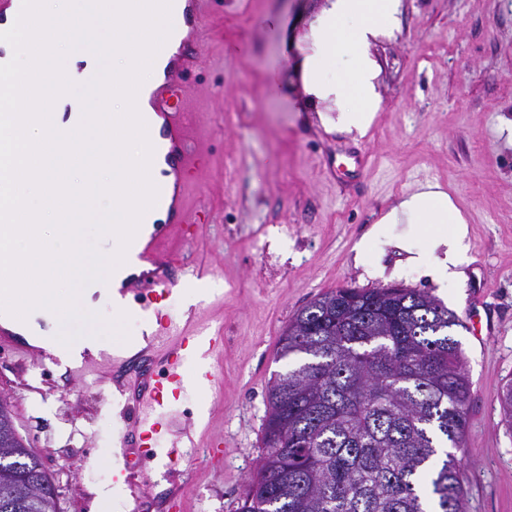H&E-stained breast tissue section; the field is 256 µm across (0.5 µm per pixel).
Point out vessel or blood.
Wrapping results in <instances>:
<instances>
[{
    "mask_svg": "<svg viewBox=\"0 0 512 512\" xmlns=\"http://www.w3.org/2000/svg\"><path fill=\"white\" fill-rule=\"evenodd\" d=\"M172 62L177 76L155 91L153 107L163 120L165 159L179 187L177 202L170 205L169 216L178 238L190 243L201 234L209 221L206 206L194 207L188 203L189 192L203 173L204 160L194 146L195 118L190 108L185 80L197 71L201 60L198 54L184 49L173 57ZM139 257L143 262L151 264L152 270L144 278L134 281L126 292L132 296L136 310L143 313L154 311L157 301L164 299L176 287L177 282L167 275V268L185 270L191 279L197 281L203 275L202 268L192 266L178 250L165 247L160 241L147 243ZM194 336V330L180 326L169 317L159 320L157 329L147 334L152 366L146 374L136 376L130 383L134 394L132 418L135 435L131 438L122 437L121 446L132 445L140 453H148L153 442L168 430L169 424L159 409L167 396L177 394L183 387L185 375L182 351ZM124 361L120 353L102 350L76 360L74 368L79 375L85 376L99 373L102 367H112Z\"/></svg>",
    "mask_w": 512,
    "mask_h": 512,
    "instance_id": "1",
    "label": "vessel or blood"
}]
</instances>
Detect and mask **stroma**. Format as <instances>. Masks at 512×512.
Returning a JSON list of instances; mask_svg holds the SVG:
<instances>
[{
	"label": "stroma",
	"instance_id": "obj_1",
	"mask_svg": "<svg viewBox=\"0 0 512 512\" xmlns=\"http://www.w3.org/2000/svg\"><path fill=\"white\" fill-rule=\"evenodd\" d=\"M325 0H225L198 45L203 64L187 81L205 171L193 197L213 221L188 248L207 270L196 302L224 333L217 386L194 379L165 408L172 430L142 463V505L116 490L130 463L117 454L128 370L80 378L58 357L0 346V399L41 459L59 512H238L263 454L269 381L285 372L279 338L294 314L338 288L401 285L425 292L459 318L476 312L485 332L453 333L471 382L462 462L465 512H512V431L498 392L512 379V0H402L398 21L371 54L380 109L364 136L324 127L305 101L300 61ZM435 184L467 222L459 278L438 286L412 260L424 242L393 224L367 259L355 247L401 197ZM384 267L371 276L372 264ZM205 415L224 455L205 447L170 464L178 432Z\"/></svg>",
	"mask_w": 512,
	"mask_h": 512
}]
</instances>
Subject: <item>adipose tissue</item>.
Returning <instances> with one entry per match:
<instances>
[{
	"label": "adipose tissue",
	"instance_id": "adipose-tissue-1",
	"mask_svg": "<svg viewBox=\"0 0 512 512\" xmlns=\"http://www.w3.org/2000/svg\"><path fill=\"white\" fill-rule=\"evenodd\" d=\"M400 0H327L309 37L311 48L301 61L307 102L326 105L319 118L324 126L365 135L379 107L377 63L370 53L373 41L391 30ZM413 224L426 241L414 257L438 283L455 277L468 229L447 193L429 185L402 199L374 224L356 246L369 253L389 225Z\"/></svg>",
	"mask_w": 512,
	"mask_h": 512
}]
</instances>
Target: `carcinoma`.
Instances as JSON below:
<instances>
[{
    "label": "carcinoma",
    "instance_id": "obj_1",
    "mask_svg": "<svg viewBox=\"0 0 512 512\" xmlns=\"http://www.w3.org/2000/svg\"><path fill=\"white\" fill-rule=\"evenodd\" d=\"M459 318L412 288H341L299 310L279 339L264 450L240 512H464L461 447L470 382ZM512 425V381L498 394ZM0 512H57L39 458L14 438Z\"/></svg>",
    "mask_w": 512,
    "mask_h": 512
}]
</instances>
